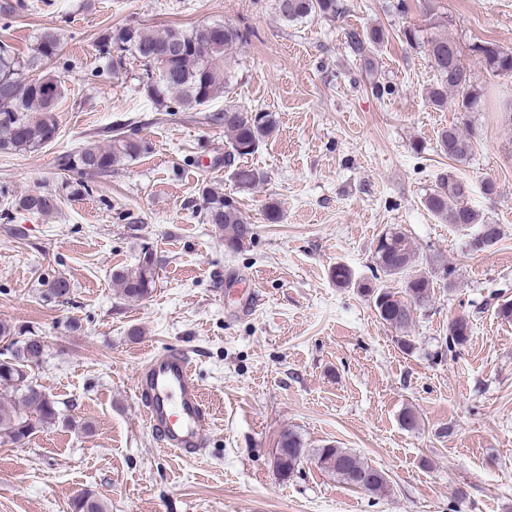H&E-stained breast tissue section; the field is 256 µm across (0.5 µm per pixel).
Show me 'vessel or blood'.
Returning <instances> with one entry per match:
<instances>
[{"label": "vessel or blood", "mask_w": 512, "mask_h": 512, "mask_svg": "<svg viewBox=\"0 0 512 512\" xmlns=\"http://www.w3.org/2000/svg\"><path fill=\"white\" fill-rule=\"evenodd\" d=\"M135 393L147 426L164 447L184 456L200 451L210 413L187 350L151 356L137 376Z\"/></svg>", "instance_id": "vessel-or-blood-1"}]
</instances>
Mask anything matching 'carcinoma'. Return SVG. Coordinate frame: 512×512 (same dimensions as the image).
<instances>
[{"label":"carcinoma","instance_id":"obj_1","mask_svg":"<svg viewBox=\"0 0 512 512\" xmlns=\"http://www.w3.org/2000/svg\"><path fill=\"white\" fill-rule=\"evenodd\" d=\"M26 0H0V17H12L24 12ZM282 20L296 21L311 14L332 20L341 13L338 0H286V6L276 7ZM245 40L235 27L224 28L214 23L207 33L195 27H167L162 31L139 22L125 23L107 29L99 42V53L107 59L106 72L115 74L124 68L126 60L140 63L142 71L152 68L159 72L156 82L137 78L138 88L154 105L157 112L174 116L189 114L193 121L213 119L204 114V107L224 93L227 71L235 62L238 46ZM350 49L365 69H372L373 49L384 41V33L374 29L362 33L347 32ZM61 51L57 31L45 29L37 37L29 55L16 53L10 45L0 44V152L34 153L58 136L55 109L64 96V85L54 70ZM428 56L437 76V85L429 93L432 104H448V93L454 94L456 110L474 112L484 92L472 81L471 73L461 60L455 42L435 36L428 41ZM486 69L494 75L512 74V49L481 41L471 46ZM249 110L224 104V131L230 134L231 152L224 156V165L245 158L257 150L260 142L272 135L277 120L271 112H258L255 119L247 117ZM439 145L448 158L462 163L473 149L472 135L457 128L442 131ZM144 150L141 141L127 134L123 127L112 130L109 144L89 142L79 150L58 158L59 170L79 177L103 175L115 167L132 161ZM264 175L245 165L235 166L234 186L237 192L254 190ZM469 185L448 174L439 189L427 195L423 205L434 217L468 227L477 221L474 211L464 203ZM208 223L224 231V247L235 251L252 239L253 228L237 205L226 194L207 190L204 194ZM12 206L39 215H48L58 206V195L52 192H32L12 198ZM374 259L376 270L386 277L403 280L402 295L386 286L361 284L359 288L373 303L380 320L394 329L403 330L412 322L413 311L429 301L434 281L424 272L412 270L416 250L402 231L384 234ZM158 259L153 251L142 249L139 263L113 275L121 294L128 300L148 298L156 287ZM46 294L55 300H65L71 284L67 277L57 275L42 280ZM470 327L463 316L448 323V348L465 344ZM32 331L26 327L0 322V343H6L7 358L0 359V388L6 391L0 403V443L16 444L38 430L54 424L60 415L57 402L41 392L28 371L43 357L44 347L31 341ZM282 454L280 473L288 477L299 468L304 458L311 456L321 469L335 475L341 482L366 493L382 495L389 489L386 473L359 455L344 448H306L293 432L283 433L279 441ZM72 512H108L104 500L91 493L76 498Z\"/></svg>","mask_w":512,"mask_h":512}]
</instances>
